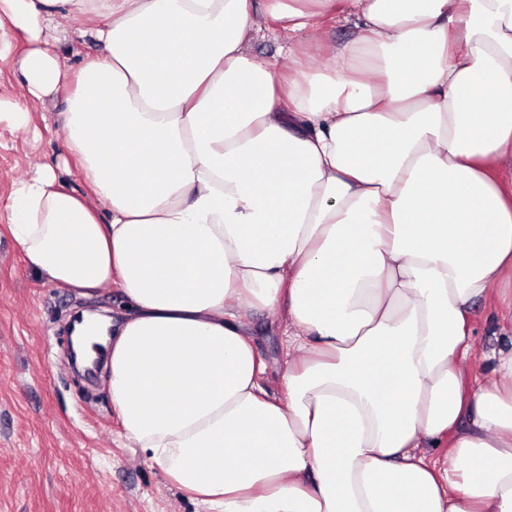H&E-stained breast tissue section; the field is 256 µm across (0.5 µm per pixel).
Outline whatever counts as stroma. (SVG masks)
Instances as JSON below:
<instances>
[{"label": "stroma", "mask_w": 512, "mask_h": 512, "mask_svg": "<svg viewBox=\"0 0 512 512\" xmlns=\"http://www.w3.org/2000/svg\"><path fill=\"white\" fill-rule=\"evenodd\" d=\"M66 156L52 113L30 110L28 133L0 124V512H205L130 444L112 407L105 371L72 369L68 331L75 314L126 309L117 289L92 298L48 282L10 236L14 183ZM254 340L278 392L284 370V320L251 317Z\"/></svg>", "instance_id": "stroma-1"}]
</instances>
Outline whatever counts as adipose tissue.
<instances>
[{"label": "adipose tissue", "mask_w": 512, "mask_h": 512, "mask_svg": "<svg viewBox=\"0 0 512 512\" xmlns=\"http://www.w3.org/2000/svg\"><path fill=\"white\" fill-rule=\"evenodd\" d=\"M262 19L357 34L275 66ZM12 31L0 123L65 97L93 195L36 167L9 231L49 282L120 290L112 406L174 486L210 512H512V0H0V57ZM494 300L507 342L470 384ZM20 91V86L13 71L12 57L0 60V98L16 97ZM473 328L478 357L472 365L471 376L478 377L484 382H490L494 377L492 366L489 362L481 360L480 355L482 352L500 347L503 343V337L500 336L495 322V309L490 302L478 307ZM253 338L265 359L268 370L265 385L270 392L277 393L284 370V320L276 312L261 311L251 316Z\"/></svg>", "instance_id": "1"}]
</instances>
